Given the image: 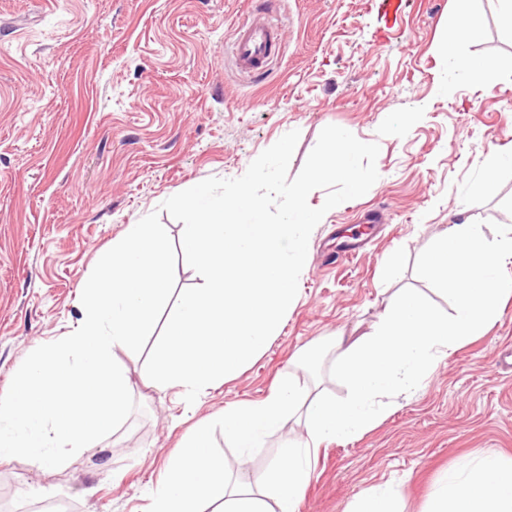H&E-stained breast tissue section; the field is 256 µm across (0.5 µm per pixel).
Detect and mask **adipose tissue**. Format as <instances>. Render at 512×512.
<instances>
[{
    "instance_id": "1",
    "label": "adipose tissue",
    "mask_w": 512,
    "mask_h": 512,
    "mask_svg": "<svg viewBox=\"0 0 512 512\" xmlns=\"http://www.w3.org/2000/svg\"><path fill=\"white\" fill-rule=\"evenodd\" d=\"M485 22L473 0H457L445 26L443 50L458 82L492 84L493 59L466 57L465 44L482 40ZM512 237L489 239L474 224L452 225L425 256L422 270L455 298L452 317L437 314L414 293L391 297L372 330L357 338L336 336V369L347 385L346 398L309 396L292 379L277 382L261 400L225 408L224 438L242 454L264 447L295 416L306 433L287 439L258 484L229 474L216 459L209 426H198L168 463L166 477L151 493L150 512H296L323 442L350 439L376 420L379 398L422 388L437 364L485 332L498 314V302L512 295V281L497 277ZM423 512H512V465L486 459L445 473Z\"/></svg>"
}]
</instances>
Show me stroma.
<instances>
[{
    "label": "stroma",
    "mask_w": 512,
    "mask_h": 512,
    "mask_svg": "<svg viewBox=\"0 0 512 512\" xmlns=\"http://www.w3.org/2000/svg\"><path fill=\"white\" fill-rule=\"evenodd\" d=\"M257 0H0V394L24 359L66 336L79 288L128 226L210 177L243 175L261 152L299 130L296 176L322 129L379 146L378 180L317 225L298 301L280 335L234 378L194 404L146 388L145 355L119 352L136 410L94 448L58 468L0 460V512H149L148 492L186 431L214 420L228 471L261 480L282 435L243 456L224 440V408L264 398L288 376L327 397L347 389L332 367L337 334L368 332L388 299L412 290L453 315L452 294L421 271L451 225L512 237V170L481 186L492 150L512 151V34L493 0H478L482 41L498 80L443 92L444 22L456 0H269L281 39L268 71H239L235 28ZM379 222L365 248L325 260L341 230ZM393 276L381 271L392 254ZM512 298L487 333L452 352L422 389L392 399L373 426L321 445L297 512H352L371 487L393 484L402 512H423L444 472L495 458L512 463Z\"/></svg>",
    "instance_id": "35a3bbf8"
}]
</instances>
